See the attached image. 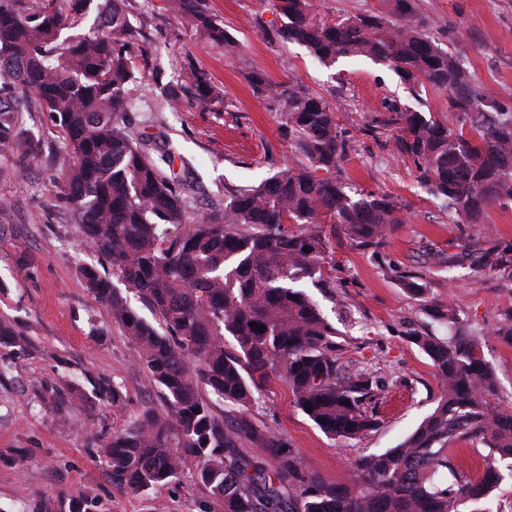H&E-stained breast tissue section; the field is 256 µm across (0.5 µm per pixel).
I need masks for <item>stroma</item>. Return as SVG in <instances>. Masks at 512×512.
I'll return each mask as SVG.
<instances>
[{
    "label": "stroma",
    "instance_id": "obj_1",
    "mask_svg": "<svg viewBox=\"0 0 512 512\" xmlns=\"http://www.w3.org/2000/svg\"><path fill=\"white\" fill-rule=\"evenodd\" d=\"M125 7L143 26L132 49L140 75L131 86L137 104L131 126L169 149L175 168L198 186L189 219L223 201L225 188L258 183L294 160L273 103L249 82L256 71L298 81L337 107L340 126L355 139L344 164L348 181L402 205L403 222L382 260L356 249L340 226L326 225L338 288L331 293L304 286L346 335L344 359L374 371L381 388L377 427L357 439L326 436L281 381L254 407V416L285 438L307 469L332 483L347 482L356 458L395 447L435 406L440 388L432 362L411 341L436 328L423 311L427 301L455 310L462 327L484 330L497 401L512 413V346L491 333L512 315V285L489 269L473 273L470 259L512 244V201L491 203L483 223H456L418 182L412 162L394 154L391 134L364 131L396 100L421 107L453 132L474 135L472 124L449 112V91L414 92L391 68L369 60L313 61L304 47L275 40L272 28L280 20L271 0H207L233 38L226 48L195 38L162 0H126ZM417 7L430 22L431 38L462 60L486 95L512 109V0H418ZM194 67L208 72L223 100L206 106L186 95L169 110L161 86L187 85ZM22 119L45 149L22 164L16 153L0 155V321L26 339L21 346L0 342V512H69L74 495L95 502L97 512H221L196 483L195 461L186 463L179 479L138 493L114 488L102 466L105 436L128 427L144 406L160 413L166 407L134 346L79 272L101 259L85 247L81 226L50 181L47 147L58 144L57 128L45 112H26ZM448 255L457 259L449 275L439 263ZM390 263L421 271L424 295H413L388 273ZM66 372L78 380L68 405L55 391ZM99 378L119 389V404L93 395L91 383Z\"/></svg>",
    "mask_w": 512,
    "mask_h": 512
}]
</instances>
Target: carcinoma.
<instances>
[{
  "mask_svg": "<svg viewBox=\"0 0 512 512\" xmlns=\"http://www.w3.org/2000/svg\"><path fill=\"white\" fill-rule=\"evenodd\" d=\"M123 2L112 0L106 18L95 0H0V152L22 159L37 153L41 140L21 130V114L54 117L61 146L51 151V179L61 184L88 247L106 263L84 266L82 275L170 410L166 417L146 410L104 438L112 485L126 492L162 487L194 458L197 483L224 512H489L485 503L503 479L501 465L512 473V413L496 405L483 334L451 327V309L425 305L448 335L413 339L435 370L436 406L397 447L355 460L350 484L305 470L285 452L287 441L253 416L279 377L326 435L359 438L375 429L374 372L344 364L346 338L300 283L336 287L335 268L325 267L332 245L324 225H340L355 247L375 251L402 223L400 206L348 185L342 162L353 144L328 99L297 81L255 72L252 85L275 103L297 163L256 186L227 190L224 205L186 223L196 187L168 174L171 154L153 157L127 119L138 72L128 47L139 31ZM163 2L198 38L232 44L204 0ZM383 3L382 10L322 20L316 0H273L281 17L275 36L304 46L324 65L366 57L415 88L450 90L448 111L479 126L478 138L454 134L397 101L371 133L394 128V151L413 163L428 193L458 222L481 224L490 203L512 201V109L479 92L459 57L430 38L417 0ZM187 90L209 104L222 98L196 69ZM487 267L512 282L507 251L475 260V271ZM114 276L154 321L117 291ZM91 386L96 396L120 399L106 381ZM243 442L257 454L243 452ZM460 444L488 449L481 475L457 467L451 452ZM265 458L278 466L267 470Z\"/></svg>",
  "mask_w": 512,
  "mask_h": 512,
  "instance_id": "cac0c4a2",
  "label": "carcinoma"
}]
</instances>
